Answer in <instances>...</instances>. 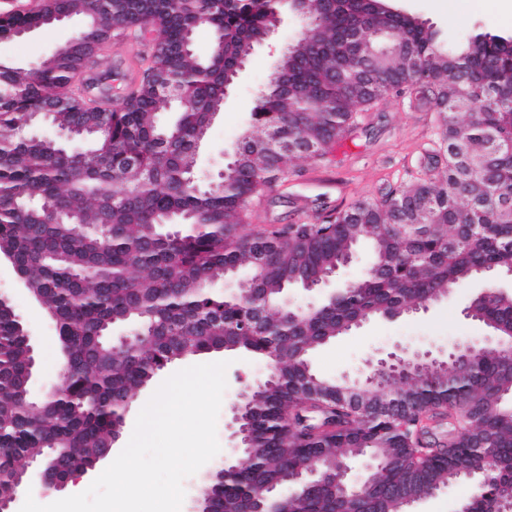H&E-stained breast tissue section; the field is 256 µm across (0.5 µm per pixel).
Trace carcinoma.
<instances>
[{
  "label": "carcinoma",
  "instance_id": "obj_1",
  "mask_svg": "<svg viewBox=\"0 0 512 512\" xmlns=\"http://www.w3.org/2000/svg\"><path fill=\"white\" fill-rule=\"evenodd\" d=\"M275 0H41L0 17L15 38L80 16L72 54L37 68L0 62V255L52 316L62 373L32 403V339L9 297L0 299V500H10L24 464L48 452L71 473L97 463L122 433L124 400L167 365L219 351H244L270 368L252 385L243 414L245 460L215 471L210 512H244L253 497L317 471L294 512H396L432 486L496 467V482L471 493L472 512H497L512 494V365L482 346L446 366L397 370L377 385L317 373L311 356L359 318L413 312L478 274L486 287L512 270V197L494 208L484 195L512 172V37L478 33L443 51L423 22L375 0L365 13L348 0H302L308 24L260 92L253 122L217 180H191L198 143L251 50L276 21ZM154 31L150 75L110 112H91L73 76L98 56L112 29ZM213 34L195 53L196 30ZM358 30V42L340 34ZM418 87L441 116L443 175L361 199L314 223L240 233L260 188L286 178L297 157H322L348 133L358 109ZM475 105L477 112L467 108ZM177 114L170 124L159 112ZM75 138L86 152L30 134L33 115ZM370 268L333 302L289 315L282 302L332 271L359 243ZM246 267L251 296L211 285ZM472 319L512 326V299H480ZM139 339L113 347L116 325ZM423 413L448 440L415 437ZM367 457L357 497L336 488V461Z\"/></svg>",
  "mask_w": 512,
  "mask_h": 512
}]
</instances>
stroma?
Wrapping results in <instances>:
<instances>
[{
    "mask_svg": "<svg viewBox=\"0 0 512 512\" xmlns=\"http://www.w3.org/2000/svg\"><path fill=\"white\" fill-rule=\"evenodd\" d=\"M389 4L430 26L445 48L480 31L512 35V20L502 19L496 0H389ZM79 25L75 19L2 40L0 59L36 65L63 44ZM302 26L301 17L284 12L278 26L252 51L199 148L198 173L202 182L215 179L227 155L233 154L258 104L259 90ZM143 50L142 41L125 35L115 37L111 48L114 92H121L138 81ZM439 124V114L430 95L424 92L389 97L374 108L357 111L346 138L324 157L296 160L293 175L261 189L243 233H263L283 224L312 223L321 214L346 209L356 200L378 198L389 188L419 177L434 176L432 156L437 147ZM0 292L10 297L38 351L40 365L28 396L40 399L59 377L55 325L41 305L20 286L12 267L4 262L0 263ZM472 295V289L461 288L453 298L436 303L429 311L408 318L370 320L316 350L312 366L325 376L354 377L363 370L366 359L386 355L397 343H413L435 350L447 348L452 339L484 335L483 325L462 314ZM220 360L229 363L227 387L217 420L221 450L184 480L182 512H196L204 482L222 463L241 459L232 436V406L243 386L265 373L262 360L238 352L198 358L202 364Z\"/></svg>",
    "mask_w": 512,
    "mask_h": 512,
    "instance_id": "obj_1",
    "label": "stroma"
}]
</instances>
